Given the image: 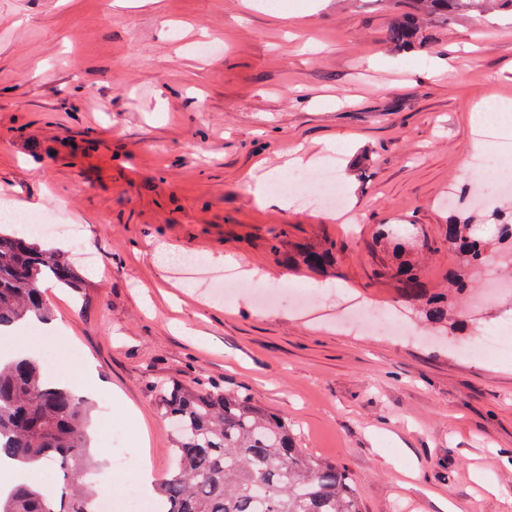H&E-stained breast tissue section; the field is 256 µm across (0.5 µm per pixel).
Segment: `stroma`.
<instances>
[{
    "label": "stroma",
    "instance_id": "35a3bbf8",
    "mask_svg": "<svg viewBox=\"0 0 512 512\" xmlns=\"http://www.w3.org/2000/svg\"><path fill=\"white\" fill-rule=\"evenodd\" d=\"M406 0H0V200L59 211L79 237H41L72 254L83 288L48 282L56 335L80 356L58 376L108 431L125 481L173 468L156 383L215 384L285 416L299 448L344 467L362 512H512V357L466 345L512 314V290L465 301V330L427 322L397 288L401 261L446 284L452 215L471 178L468 117L512 101V16L433 17L409 53L387 41ZM207 41L220 53L202 58ZM332 165L357 222L316 202L254 203L264 169L332 141ZM326 273L292 262L326 242ZM268 276L273 309L249 295L208 299L173 256ZM329 285L307 312L294 292ZM397 314L410 336L336 325L335 290Z\"/></svg>",
    "mask_w": 512,
    "mask_h": 512
}]
</instances>
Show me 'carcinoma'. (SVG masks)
I'll return each instance as SVG.
<instances>
[{
	"instance_id": "cac0c4a2",
	"label": "carcinoma",
	"mask_w": 512,
	"mask_h": 512,
	"mask_svg": "<svg viewBox=\"0 0 512 512\" xmlns=\"http://www.w3.org/2000/svg\"><path fill=\"white\" fill-rule=\"evenodd\" d=\"M411 11L394 17L388 39L411 49L425 16L448 18L463 8H488L512 15V0H410ZM492 236L473 225L448 224V248L457 261L448 268V289L430 293L422 271L406 266L398 288L431 322L448 324L470 272L512 244V216L499 209L484 214ZM336 245L311 251V269L336 263ZM54 281L80 287L69 257L17 231H0V335L20 324L50 319L42 285ZM159 407L174 429L175 468L156 489L159 512H362L350 475L339 465L296 447L288 421L272 416L245 397L210 386L161 387ZM87 401L44 378L40 363L18 358L0 363V458L22 464H52L65 484L60 493L33 487L0 493V512H93L96 495L84 479L93 466Z\"/></svg>"
}]
</instances>
